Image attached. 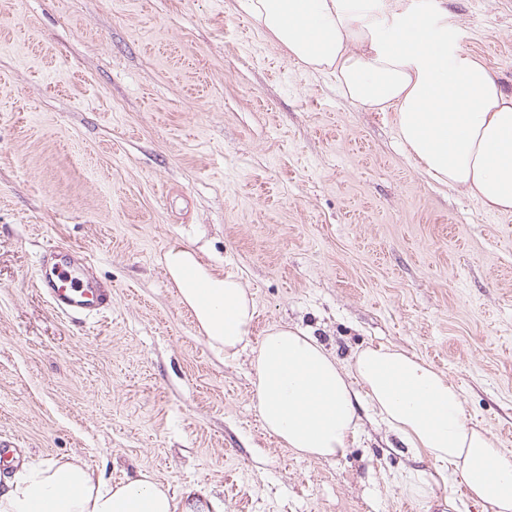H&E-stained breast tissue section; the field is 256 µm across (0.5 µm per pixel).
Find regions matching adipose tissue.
Wrapping results in <instances>:
<instances>
[{"label":"adipose tissue","mask_w":512,"mask_h":512,"mask_svg":"<svg viewBox=\"0 0 512 512\" xmlns=\"http://www.w3.org/2000/svg\"><path fill=\"white\" fill-rule=\"evenodd\" d=\"M288 56L335 76L343 97L370 112H391L397 137L432 181L463 188L488 212L512 213V91L448 33L447 15L416 13L409 0H244ZM163 264L181 303L209 345L225 355L251 348L253 389L263 428L304 456L344 454L368 401L410 451L426 452L461 477L484 512H512V459L487 431L469 424L458 388L420 357L366 348L341 365L299 326L250 336L255 304L231 274L203 264L182 242ZM0 512H208L179 505L143 473L115 485L76 461L15 472Z\"/></svg>","instance_id":"adipose-tissue-1"}]
</instances>
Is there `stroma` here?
I'll return each instance as SVG.
<instances>
[{
    "label": "stroma",
    "mask_w": 512,
    "mask_h": 512,
    "mask_svg": "<svg viewBox=\"0 0 512 512\" xmlns=\"http://www.w3.org/2000/svg\"><path fill=\"white\" fill-rule=\"evenodd\" d=\"M512 90V0H442ZM252 291L254 339L309 329L342 363L379 345L458 388L512 457V214L430 183L390 115L290 60L236 0H0V436L14 468L152 473L219 512H483L370 405L344 455L280 447L252 354L211 348L166 276L172 242ZM50 243L112 284L99 322L33 281Z\"/></svg>",
    "instance_id": "stroma-1"
}]
</instances>
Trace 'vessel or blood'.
<instances>
[{
  "instance_id": "1",
  "label": "vessel or blood",
  "mask_w": 512,
  "mask_h": 512,
  "mask_svg": "<svg viewBox=\"0 0 512 512\" xmlns=\"http://www.w3.org/2000/svg\"><path fill=\"white\" fill-rule=\"evenodd\" d=\"M90 258L84 250L54 245L38 259L36 286L63 318L86 322L112 308V289L86 273Z\"/></svg>"
}]
</instances>
